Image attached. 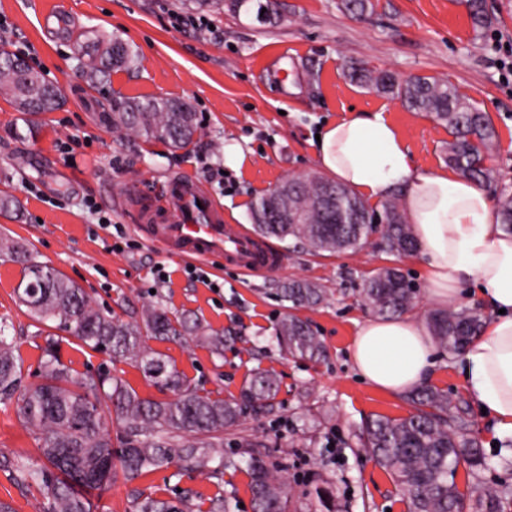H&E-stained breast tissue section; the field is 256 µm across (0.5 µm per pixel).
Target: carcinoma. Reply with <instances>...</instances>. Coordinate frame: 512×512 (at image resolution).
<instances>
[{"instance_id":"obj_1","label":"carcinoma","mask_w":512,"mask_h":512,"mask_svg":"<svg viewBox=\"0 0 512 512\" xmlns=\"http://www.w3.org/2000/svg\"><path fill=\"white\" fill-rule=\"evenodd\" d=\"M197 10L218 8L234 15H250L260 0H187ZM476 30L489 27L485 0H465ZM98 56L82 63L89 86L109 80L111 72L137 63L131 46L101 34ZM350 80L400 101L415 112H426L448 129V166L481 184L495 181L486 165L497 146L498 134L490 113L462 97L446 81L426 76L405 79L365 65L348 67ZM0 95L17 111L39 115L59 109L56 84L42 78L18 55L0 44ZM112 131L126 136L157 138L174 150H189L201 133L190 103L158 97L125 98L110 116ZM287 192L288 213L269 206V195L251 204L254 233L275 238L288 247H307L314 253L358 251L379 234L378 248L392 256L417 250L406 214L393 195L381 210L371 208L346 186L323 175L292 177L280 183ZM334 197L332 208L323 204ZM499 224L512 233V189L495 194ZM0 255L21 266L24 287L19 301L40 323L51 322L91 349L138 368L162 390L167 400L141 397L122 378L105 371L97 378L72 373L58 353V342L47 341L41 360L42 382L21 386L22 362L14 340L0 323V401H15L27 427L40 435L42 467L23 460L3 461L14 480L36 486L49 501L48 512H90L85 492L100 489L122 472L132 483L149 472L173 465L179 475L218 477L229 458L224 455V430L233 427L247 408L271 411L280 391L276 374L256 369L238 398H221L191 385L186 376L149 341L191 340L220 357L224 332L214 330L187 314H172L160 307L145 308L139 320L124 321L100 309L84 291L55 269L38 262L24 245L0 235ZM290 308L315 307L327 300L326 289L308 280H290L279 288ZM360 300L372 312L402 315L414 310L415 288L395 266L378 269L363 284ZM477 308L450 307L428 314L439 345L451 355L460 353L482 327ZM275 340L289 356L319 361L325 347L309 323L288 313L275 328ZM412 411L402 418L377 416L364 425L365 447L402 491L407 512H505L512 490L485 486L470 495L454 480L458 469L477 474L485 465L481 448L470 436V420L460 403L434 386L408 392ZM117 432L111 433L110 425ZM249 476L254 512H288L291 490L275 475L269 451L251 443L241 446ZM134 512H232L234 493L217 492L193 505L181 497L163 499L138 487L130 489Z\"/></svg>"}]
</instances>
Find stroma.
Masks as SVG:
<instances>
[{
	"label": "stroma",
	"mask_w": 512,
	"mask_h": 512,
	"mask_svg": "<svg viewBox=\"0 0 512 512\" xmlns=\"http://www.w3.org/2000/svg\"><path fill=\"white\" fill-rule=\"evenodd\" d=\"M372 12L357 18L339 0H280L281 22L259 25L252 17L209 10L206 28H176L181 0H0V42L26 50V62L62 85L64 104L39 118L29 135L26 117L0 97V191L21 203L19 215L0 214V235L31 249L37 261L56 269L98 306L121 319L139 318L158 304L172 313L192 312L224 331L223 356L188 342H154L192 385L220 397L239 396L254 369L277 374L281 391L273 411H246L224 433L225 451L256 442L292 490L289 512H406L404 496L389 473L364 449L361 423L373 414L402 417V395L362 381L351 361L358 327L370 318L360 289L370 275L396 264L417 290L413 311L425 319V270L417 257L395 259L374 248L356 253L314 254L299 247L285 253V269L246 276L212 255L202 268L218 289L188 276L187 260L152 247L137 230L145 210L160 204L165 182L193 177L222 206L224 220L248 225L251 202L289 176L318 169L317 134L349 110L380 112L406 140L416 166L447 169V131L432 117L352 83L346 69L367 63L400 76L421 75L451 82L490 112L499 142L490 164L499 182L512 185V0H486L491 25L475 31L463 0H372ZM66 17L65 34L45 26L48 13ZM103 30L137 53L130 71L93 90L80 68V47ZM179 98L198 114L202 132L190 151L159 141L113 134L104 116L126 97ZM96 201L121 227L116 237L100 228L86 200ZM21 268L0 256V322L17 341L22 382L38 380L47 338L60 341V357L73 373L108 369L141 397L162 399L132 364L83 346L53 324L34 321L16 300ZM319 283L328 292L321 305L301 310L324 344L325 360L313 363L282 354L272 339L287 314L277 292L289 279ZM462 359L438 350L429 385L463 400L487 466L478 477L458 471L460 489L486 485L512 488V458L493 424L468 399ZM40 441L17 414L0 402V460L42 463ZM245 471L226 470L222 482L177 475L175 467L127 484L116 477L89 493L92 512H132L130 487L171 499L235 491L233 512H253ZM332 492L323 507L317 492Z\"/></svg>",
	"instance_id": "obj_1"
}]
</instances>
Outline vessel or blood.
I'll return each instance as SVG.
<instances>
[{
  "mask_svg": "<svg viewBox=\"0 0 512 512\" xmlns=\"http://www.w3.org/2000/svg\"><path fill=\"white\" fill-rule=\"evenodd\" d=\"M140 232L164 250L205 258L214 253L250 274H275L284 266L278 247L239 224L225 223L221 210L194 178H171L153 223Z\"/></svg>",
  "mask_w": 512,
  "mask_h": 512,
  "instance_id": "b4317fda",
  "label": "vessel or blood"
}]
</instances>
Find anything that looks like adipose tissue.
<instances>
[{
    "label": "adipose tissue",
    "mask_w": 512,
    "mask_h": 512,
    "mask_svg": "<svg viewBox=\"0 0 512 512\" xmlns=\"http://www.w3.org/2000/svg\"><path fill=\"white\" fill-rule=\"evenodd\" d=\"M317 160L336 182L367 199L403 190L432 306L447 305L462 283L474 281L488 314L464 351V376L496 433H512V235L501 229L487 189L458 174L418 169L397 129L378 113L353 111L326 125ZM351 357L364 381L399 394L428 376L435 347L407 314L363 323Z\"/></svg>",
    "instance_id": "adipose-tissue-1"
}]
</instances>
